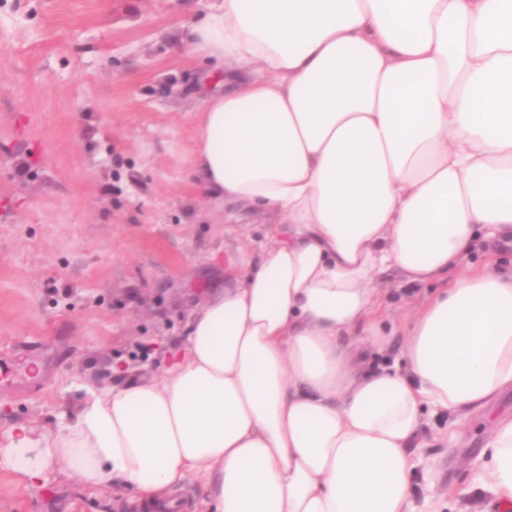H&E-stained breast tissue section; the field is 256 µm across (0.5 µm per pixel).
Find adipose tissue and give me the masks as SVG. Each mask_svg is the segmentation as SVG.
Returning a JSON list of instances; mask_svg holds the SVG:
<instances>
[{
	"label": "adipose tissue",
	"instance_id": "ef3b65f1",
	"mask_svg": "<svg viewBox=\"0 0 512 512\" xmlns=\"http://www.w3.org/2000/svg\"><path fill=\"white\" fill-rule=\"evenodd\" d=\"M223 65L193 167L221 205L268 216L259 258L228 264L161 379L89 391L54 434L19 427L28 480L64 463L89 487L208 512H415L425 409L512 388V270L456 282L478 238L512 233V0H213L183 37ZM391 271L434 292L405 371L358 372ZM482 485L512 507V419ZM181 508L177 512H202V502L208 499V489L200 482L186 484L173 493Z\"/></svg>",
	"mask_w": 512,
	"mask_h": 512
}]
</instances>
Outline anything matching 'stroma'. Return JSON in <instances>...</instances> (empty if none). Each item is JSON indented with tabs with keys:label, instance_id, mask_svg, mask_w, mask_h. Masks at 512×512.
Wrapping results in <instances>:
<instances>
[{
	"label": "stroma",
	"instance_id": "35a3bbf8",
	"mask_svg": "<svg viewBox=\"0 0 512 512\" xmlns=\"http://www.w3.org/2000/svg\"><path fill=\"white\" fill-rule=\"evenodd\" d=\"M211 0H0V512H135L132 490L85 486L62 465L28 482L9 448L54 432L88 389L160 376L191 307L238 258L192 170L195 115L224 90L182 31ZM388 343L365 370L402 366L427 288L378 276ZM512 390L465 417L425 412L414 502L489 512L476 477Z\"/></svg>",
	"mask_w": 512,
	"mask_h": 512
}]
</instances>
